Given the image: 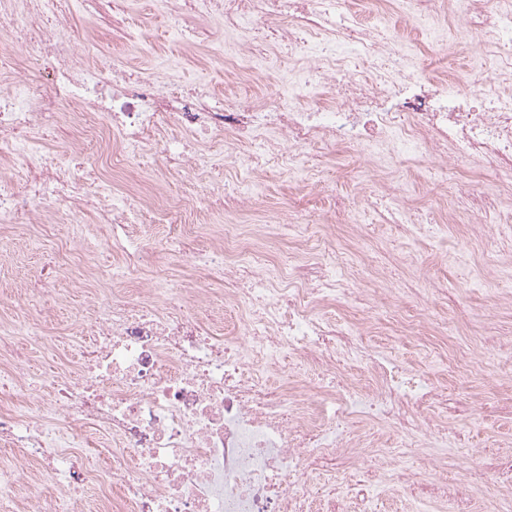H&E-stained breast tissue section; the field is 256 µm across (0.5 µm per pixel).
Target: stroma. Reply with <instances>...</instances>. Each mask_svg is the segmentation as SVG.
Here are the masks:
<instances>
[{
  "label": "stroma",
  "instance_id": "stroma-1",
  "mask_svg": "<svg viewBox=\"0 0 512 512\" xmlns=\"http://www.w3.org/2000/svg\"><path fill=\"white\" fill-rule=\"evenodd\" d=\"M353 3L365 22H380L383 32L401 39L415 73L425 76L442 69L452 75L453 88L467 85L471 73L463 56L438 52L424 29L396 11L379 12L368 0ZM128 22L141 27L152 48L150 56H143L128 42L122 29L94 13L80 11L72 20L76 30L95 37L108 58L147 72L167 71L176 87L202 84L216 100H223V52L206 46L195 52L185 48L157 0H133ZM258 52V63H272L273 70L246 76L240 91L257 102L269 103L280 95V79L288 74V49L262 43ZM308 159L312 173L302 181L290 178L279 166L268 168L261 194L240 221L264 224L296 208L325 225L335 247L345 251L353 265L352 297L329 305L325 315L351 323L365 318L372 301L365 298L363 288L372 277V261L403 253L411 257L410 265L383 272L384 278L402 279L410 286L409 292L392 299L393 317L426 315L436 307L456 321L448 334L436 332L420 341L391 334L382 325L368 330L366 340L374 354L393 356L425 373L441 395L437 411L448 423L446 436L437 440L442 452L431 466V475L412 477L405 484L389 480L378 485L372 492L371 512H482L484 497L512 474V361L493 359L489 345L490 338L512 337V251L502 247L494 235L474 239L469 214L478 204L494 223L512 225V193L488 175L462 166L459 177L471 180L476 188L474 200H464L455 184L427 181L414 164H399L386 157L382 165L404 191L409 221L423 225L424 232L405 237L395 225L380 223L374 214L351 229L334 217L333 199L341 197L351 207L359 203L363 192L372 190L370 179L354 180L349 175L350 169L361 164L359 154L312 151ZM225 179L218 165L198 170L188 179H167L158 204L166 206L191 196L202 185L215 187ZM38 234L33 224L14 232L11 250L0 256V326L12 322L9 303L28 274L49 265L50 255L34 246ZM78 316L88 320L93 311L82 279L76 275L63 283L61 301L46 313L45 324L60 334ZM479 471L485 481L468 496L443 505L433 501L434 479L466 482Z\"/></svg>",
  "mask_w": 512,
  "mask_h": 512
}]
</instances>
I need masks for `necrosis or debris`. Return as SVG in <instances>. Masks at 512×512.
<instances>
[{"instance_id":"4bbe7bcc","label":"necrosis or debris","mask_w":512,"mask_h":512,"mask_svg":"<svg viewBox=\"0 0 512 512\" xmlns=\"http://www.w3.org/2000/svg\"><path fill=\"white\" fill-rule=\"evenodd\" d=\"M71 0H0V227L43 225L42 248L54 254L53 274L31 277L18 312L0 333V448L35 462L30 480L0 466V512H73L74 494L94 489L107 512H317L328 503L351 512L354 488L313 482L337 456L358 454L356 436L326 440L323 427L346 429L367 413L396 428L399 448H376L361 472L373 485L387 477L400 448L417 447L440 429L434 395L401 364L374 357L361 324L342 325L320 306L345 292L335 266L294 260L280 270L259 247L243 246L236 225L224 227L217 256L194 249L192 227L174 225L164 249L224 286L238 309L234 330L219 334L196 304L191 278L156 268L149 294L131 297L125 280L143 273L145 246L130 226L149 216L155 198L115 190L106 170L122 165L155 179L220 159L242 171V187L203 190L191 199L209 214L247 210L249 185L269 162L287 172L304 165V148L343 146L376 166L378 155L452 158L486 174L512 178V0H392L397 12L440 21L461 18L483 44L473 70L477 86L449 92L443 76L411 69L405 48L357 20L350 0H175L171 24L187 47L210 30L188 15L218 21L225 33H257L273 45L306 44L275 111H258L236 94L214 105L205 86L169 91L164 73L113 64L87 65L103 50L75 34ZM312 96L313 105L296 107ZM85 141L111 135L116 147L87 162L78 148L46 147L58 131ZM93 215L104 236L70 238L63 224ZM109 246L123 259L103 272L86 266L96 292L95 318L73 323L66 338L39 321L57 302L55 285L72 268V250L88 256ZM18 336L40 337L47 353L67 341L71 371L44 369L19 384L25 361ZM313 368L304 389L272 387L267 372L285 358ZM369 367L375 385L363 390L344 368ZM41 403L47 420H31ZM96 453L98 468L86 465Z\"/></svg>"}]
</instances>
